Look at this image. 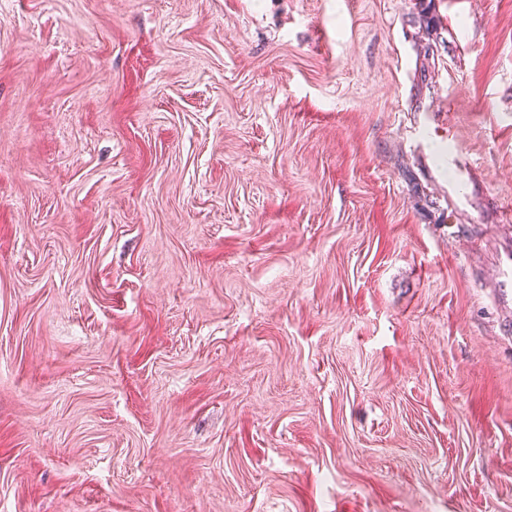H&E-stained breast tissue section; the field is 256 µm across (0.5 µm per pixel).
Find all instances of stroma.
Segmentation results:
<instances>
[{"label": "stroma", "mask_w": 512, "mask_h": 512, "mask_svg": "<svg viewBox=\"0 0 512 512\" xmlns=\"http://www.w3.org/2000/svg\"><path fill=\"white\" fill-rule=\"evenodd\" d=\"M505 243L512 0H0V512H512ZM499 275L504 280L501 281L500 287L496 290L498 293L497 305L500 307L502 320L509 322L512 318L511 304H512V289L508 288V283L512 280V255L505 254L501 263Z\"/></svg>", "instance_id": "1"}]
</instances>
